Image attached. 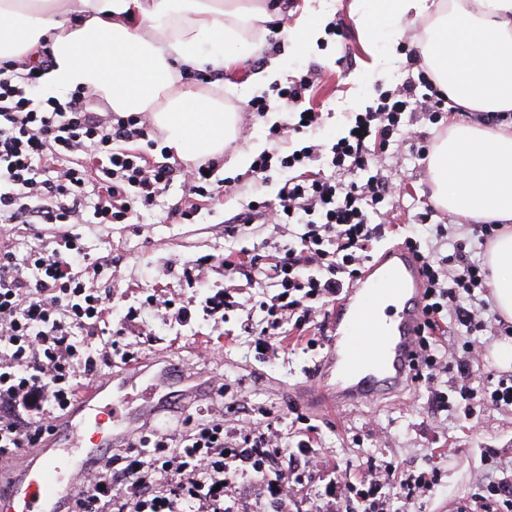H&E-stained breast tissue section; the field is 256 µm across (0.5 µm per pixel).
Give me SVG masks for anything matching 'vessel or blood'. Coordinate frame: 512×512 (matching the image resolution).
Wrapping results in <instances>:
<instances>
[{
    "label": "vessel or blood",
    "mask_w": 512,
    "mask_h": 512,
    "mask_svg": "<svg viewBox=\"0 0 512 512\" xmlns=\"http://www.w3.org/2000/svg\"><path fill=\"white\" fill-rule=\"evenodd\" d=\"M423 322V276L397 244L365 268L328 315L326 353L313 369L319 407L368 404L404 381ZM197 376L158 356L98 374L79 390L40 448L0 464V512H72L77 479L108 448L129 441L141 421L160 415L164 393Z\"/></svg>",
    "instance_id": "vessel-or-blood-1"
}]
</instances>
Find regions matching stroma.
Masks as SVG:
<instances>
[{
    "label": "stroma",
    "mask_w": 512,
    "mask_h": 512,
    "mask_svg": "<svg viewBox=\"0 0 512 512\" xmlns=\"http://www.w3.org/2000/svg\"><path fill=\"white\" fill-rule=\"evenodd\" d=\"M351 0H293L291 9L275 20V33L264 37L243 69L225 72V81L234 88L225 93L226 101H243L268 92L265 84H254L251 73L263 69L270 58L282 60V79L298 74L301 64L316 66L320 72L306 106L321 112L323 121L315 133L324 143L338 133L349 112L362 111L374 96V87L395 88L413 74L404 53L384 71L373 69V58L366 50L354 16ZM324 21L343 19L347 37L326 36L321 43H308L301 51L288 50L285 30L295 27L311 14ZM278 113L266 120L239 119V136L228 145L214 171L215 180L227 189L221 200L200 202V210L191 224H172L166 219L170 207L185 195L181 181H174L157 197L153 206L140 209L132 224H73L89 255L109 251L122 260L116 271H102L96 281L114 298L112 321H119L128 307L138 308L140 317L130 326V350L136 356L161 352L175 363L197 366L201 372L224 381V425L232 427L243 413L261 418L272 411L281 417L284 443H292L291 407L299 388L306 384V372L320 358V350L307 349L292 332H284L283 347L271 355L255 347L252 337L241 330L247 314L262 318L259 308L260 285L238 289L236 307L229 310L222 324L202 311L209 290L223 287L224 272L206 270L201 281L187 284L186 268L199 258L221 257L244 247H281L289 241L287 228L275 224H251L237 235L224 233L222 220L253 199L258 189L248 171L230 165L237 151L257 155L273 149L268 126L279 121ZM383 172L395 176L397 192L393 199L396 223L407 221V210H421L432 203L433 190L426 162H404L396 166L386 159ZM158 293L189 303L194 317L189 325L164 321L155 316L145 298ZM209 347L205 359H198L200 347ZM302 411L317 427L316 441L326 457L322 467L307 473L304 486L315 499L319 512H326L325 486L336 478L337 466H350L361 473L367 461L383 465L393 463L403 470H436L438 481L418 507L404 505L393 488H383L395 512H460L486 480H512V410L487 400H477L471 416L459 409L432 414L427 393L413 384H405L397 393L369 404L352 406L329 414L319 413L311 405Z\"/></svg>",
    "instance_id": "obj_1"
}]
</instances>
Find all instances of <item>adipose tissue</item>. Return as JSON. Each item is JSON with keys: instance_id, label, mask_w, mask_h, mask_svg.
<instances>
[{"instance_id": "adipose-tissue-1", "label": "adipose tissue", "mask_w": 512, "mask_h": 512, "mask_svg": "<svg viewBox=\"0 0 512 512\" xmlns=\"http://www.w3.org/2000/svg\"><path fill=\"white\" fill-rule=\"evenodd\" d=\"M376 63H389L398 24L426 22L415 45L454 105L512 112V0H352ZM279 0H0V56L31 60L48 43L52 85L84 88L111 111L143 113L179 159L222 156L237 117L213 85L182 72L242 66L279 16ZM480 56H473V45ZM436 203L474 220H512V130L455 125L427 159ZM492 295L512 323V231L486 254Z\"/></svg>"}]
</instances>
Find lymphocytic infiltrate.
<instances>
[{"label":"lymphocytic infiltrate","instance_id":"obj_1","mask_svg":"<svg viewBox=\"0 0 512 512\" xmlns=\"http://www.w3.org/2000/svg\"><path fill=\"white\" fill-rule=\"evenodd\" d=\"M409 59L418 71L395 89L378 91L364 111L350 113L345 133L330 143L312 140L319 113L300 104L313 87L314 70L274 85L270 93L236 104L251 119L282 113L268 130L272 139L296 137V148L264 151L251 164L254 180L274 185V201H250L224 221L226 235L247 224L295 226L287 249L238 260L227 255L225 277L252 281L263 275L277 292L266 307L265 325L244 322L243 330L268 351H276L275 328L321 330L326 303L337 300L361 274L376 245L391 229L388 204L393 185L378 164L407 147L417 160L429 154L427 141L403 143L416 113L431 123L447 117L448 96L437 88L418 52ZM51 66L43 49L37 67L0 59V457L40 447L53 418L70 405L79 388L124 340L137 317L128 308L122 327L100 348L89 347L112 312L109 293L90 285L88 272L115 266L111 254L89 257L72 224H128L138 206L151 205L175 179L189 199L172 209L176 224L192 223L196 198L221 196L206 159L177 168L149 158L133 143L146 135L148 120L133 113L97 112L91 95L76 88L66 95L42 96V76ZM425 206L405 227L404 244L425 276L424 321L409 372L438 410L449 407L437 379L449 365L438 348L451 326L467 332L511 336L512 326L490 313L489 271L480 253L501 224H475L460 238L434 222ZM18 224H50L51 234L19 246ZM239 440L224 442V382L213 379L207 401L186 407L165 428L139 434L122 453L98 458L82 475L80 512H240L241 480L257 489L254 512H294L298 487L307 470L321 461L308 441L283 445L274 417L243 419ZM435 473L417 474L397 466L368 465L358 481L338 487L344 501L336 512H388L384 485L395 484L404 503L422 499Z\"/></svg>","mask_w":512,"mask_h":512}]
</instances>
